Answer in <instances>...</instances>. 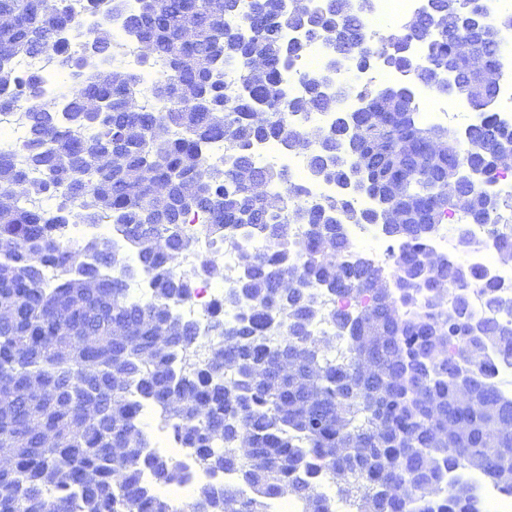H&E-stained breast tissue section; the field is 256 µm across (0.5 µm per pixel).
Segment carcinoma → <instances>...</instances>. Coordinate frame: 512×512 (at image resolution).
<instances>
[{
  "label": "carcinoma",
  "mask_w": 512,
  "mask_h": 512,
  "mask_svg": "<svg viewBox=\"0 0 512 512\" xmlns=\"http://www.w3.org/2000/svg\"><path fill=\"white\" fill-rule=\"evenodd\" d=\"M89 0L121 17L160 68L140 102L142 75L109 62L112 29H98L82 52L64 35L80 28L69 0H0V113L24 110L18 153L0 152V438L17 445L15 468L0 473V512H268L287 496L301 512H485L475 478L512 496V396L481 369L495 349L512 362V293L461 261L433 269L430 238L457 214L486 224L504 259L512 224L496 188L512 151V126L492 109L496 92L464 65L470 45L493 58L512 31V14L492 24L483 0H429L427 14L396 31H369L349 0ZM314 26L324 51L301 73L304 95L288 93V69L301 43L281 32ZM420 41L427 55L413 56ZM50 50L74 93L62 111L45 97L40 72L12 61ZM337 53L364 69L384 58L392 72L436 82L457 69L449 99L469 101L485 118L460 135L417 121L414 87L386 98L359 90L358 112L316 131L290 117L324 111L318 70ZM103 102L94 122L85 98ZM442 138L446 152L430 151ZM272 140L305 156L308 178L345 191L307 198L285 168L261 165L251 146ZM224 144V159L209 147ZM339 149L334 168L323 150ZM465 162L471 195L448 193V170ZM63 199L59 214L28 204ZM368 198L363 208L358 200ZM395 209L399 251L383 266L346 256L343 224H382ZM240 250L241 271L212 309L213 341L199 349L196 323L173 306L193 299L200 280L220 274L212 257L182 269L194 240L184 225ZM304 227L301 238L289 235ZM115 224L137 244L132 270L93 235L61 240L63 224ZM253 226L262 248L237 230ZM116 269L105 276L100 269ZM58 273L48 283L51 271ZM146 274L150 291L127 296ZM479 285L485 312L472 307ZM326 320L333 333L315 336ZM164 334L168 347L154 342ZM370 362V373L360 370ZM465 382L475 402L458 397ZM50 393L26 402L31 388ZM164 406L175 437L213 471L239 484L202 486L188 502L158 488L183 482L173 455L151 451L137 422L139 403ZM252 449L246 459L237 449ZM323 470L337 497L320 493ZM150 474L151 480L144 479Z\"/></svg>",
  "instance_id": "obj_1"
}]
</instances>
